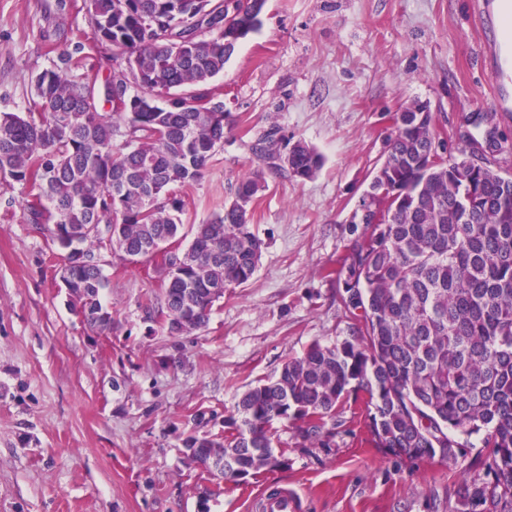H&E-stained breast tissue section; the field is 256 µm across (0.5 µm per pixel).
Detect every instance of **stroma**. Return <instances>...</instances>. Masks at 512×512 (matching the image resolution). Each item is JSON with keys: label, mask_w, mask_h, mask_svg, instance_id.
I'll return each mask as SVG.
<instances>
[{"label": "stroma", "mask_w": 512, "mask_h": 512, "mask_svg": "<svg viewBox=\"0 0 512 512\" xmlns=\"http://www.w3.org/2000/svg\"><path fill=\"white\" fill-rule=\"evenodd\" d=\"M60 2L0 0V111L26 110L33 77L88 31ZM476 2L267 0L262 28L214 82L233 129L187 191L183 223L223 212L270 125L323 165L303 182L268 175L251 213L258 271L225 290L201 330L170 336L147 321L158 256L109 251L114 325L90 327L70 309L60 250L25 223L20 188L0 187V512H252L271 488L296 491L303 512H455L466 468L487 454L478 437L453 466L401 462L372 443L360 404L327 448L280 428L288 467L238 485L187 465L183 441L223 438L242 391L312 342L348 335L336 270L396 112L429 103L449 151L492 140L490 167L512 174V122L492 100Z\"/></svg>", "instance_id": "1"}]
</instances>
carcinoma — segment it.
<instances>
[{"label": "carcinoma", "mask_w": 512, "mask_h": 512, "mask_svg": "<svg viewBox=\"0 0 512 512\" xmlns=\"http://www.w3.org/2000/svg\"><path fill=\"white\" fill-rule=\"evenodd\" d=\"M255 0H85L94 37L117 63L102 84L82 67L80 41L32 78L24 112H0V182L38 190L27 223L65 252L62 281L73 310L112 326L101 302V252L140 258L182 242L184 196L203 177L231 127L195 111L263 10ZM276 125L250 145L255 165L231 185L224 213L191 228L164 256L161 294L147 318L170 336L205 327L224 289L250 282L264 247L247 210L266 172L305 181L323 164L309 144L288 162L273 149ZM435 152L438 163H428ZM369 188L397 192L385 224H354L336 270L350 334L311 343L276 377L248 387L222 439L190 436L185 448L220 482L288 467L277 425L302 445L328 448L350 397L363 395L378 448L410 460L455 464L461 438L490 449L456 490L459 512H512V179L464 149L435 143L431 117L394 116Z\"/></svg>", "instance_id": "cac0c4a2"}]
</instances>
